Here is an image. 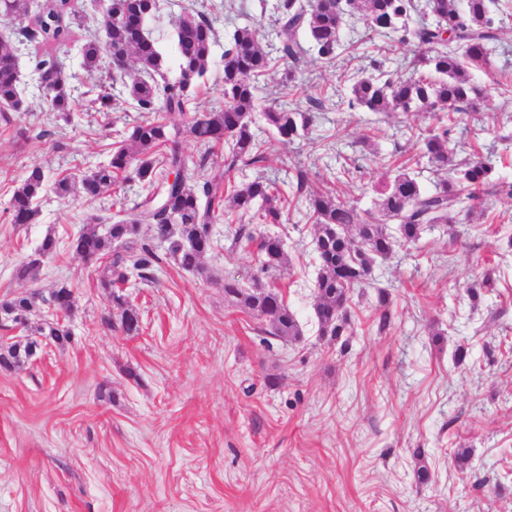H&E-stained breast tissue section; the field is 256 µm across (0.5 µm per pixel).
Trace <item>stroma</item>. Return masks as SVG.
<instances>
[{
    "instance_id": "1",
    "label": "stroma",
    "mask_w": 512,
    "mask_h": 512,
    "mask_svg": "<svg viewBox=\"0 0 512 512\" xmlns=\"http://www.w3.org/2000/svg\"><path fill=\"white\" fill-rule=\"evenodd\" d=\"M159 0L151 29L168 76L177 73L175 24L185 11L213 19L218 42L197 111L223 107V36L258 27L276 63L258 85L260 106L312 109L307 137L277 140L264 119L253 131L263 162L224 171V146L202 178L240 183L261 176L287 192L281 223L247 220V230L280 236L288 254L276 283L302 330L299 340L268 335L261 322L224 295L232 278H261L254 249L234 241L239 224L213 227L214 248L202 271L167 259L146 281L130 275L126 301L140 315L138 335L120 328L121 311L100 286L106 260L88 264L66 248L91 218L115 213L116 199L138 201L126 181L97 200L58 197L54 182L107 161L140 114L122 80L112 106L96 110L98 90L81 67L79 47L102 37L91 0H76L83 23L60 58L75 74L79 103L69 119L51 112L31 74L32 46L17 45L24 100L10 125L0 124V297L39 292L30 328L44 320L46 297L60 283L74 292L65 322L73 337L44 347L21 369L0 367V512H512V199L494 201L487 221L439 226L376 263L372 285L350 292L349 336H321L314 316L319 264L316 228L304 199L290 196L297 171L312 188H332L358 211L372 209L386 172L406 167L424 186L435 174L418 136L438 128L429 112L376 115L348 109L346 79L370 70L366 46L322 63L284 60L274 35L277 15L255 0ZM479 111L451 133L458 157H503L512 178V148L490 132L512 116V89L494 87ZM319 97L317 107L292 94V83ZM362 159L363 169L343 168ZM42 167L50 183L38 200L39 220L11 223L10 199L25 172ZM62 243L33 282L14 267L46 235ZM491 276L478 299L468 288ZM386 301H379V293ZM387 307L390 324L375 318ZM500 317L488 321L489 310ZM466 348L456 361L457 348ZM279 377L269 388L266 381ZM470 449L467 463L458 449ZM427 466L431 479L419 483Z\"/></svg>"
}]
</instances>
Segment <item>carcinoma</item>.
<instances>
[{
	"label": "carcinoma",
	"mask_w": 512,
	"mask_h": 512,
	"mask_svg": "<svg viewBox=\"0 0 512 512\" xmlns=\"http://www.w3.org/2000/svg\"><path fill=\"white\" fill-rule=\"evenodd\" d=\"M75 0H0V20L18 25V33L41 47L35 52L33 69L41 78L52 111L67 117L75 105L73 76L68 74L52 49L72 41L79 25ZM120 11L100 15V28L107 34L108 48L115 57L129 62L119 77L127 79L129 97L142 119L128 128L121 145L107 163L79 176L55 183L57 193H77L94 199L116 185L124 175L138 181L144 198L130 209L120 208L109 223L95 219L67 242V248L88 261L107 259V272L100 285L114 307L122 310L121 328L128 335L139 331V315L117 288L133 267L142 279L153 278L163 261L156 241L166 244L167 254L188 271H201V259L213 247L211 227L232 215L255 213L265 224L282 222L278 205L282 192L262 177L236 185L217 179L201 180L188 165L171 130L185 122L190 136L210 152L216 145L230 143L224 154L225 172L257 164L263 159L262 145L252 131V113L258 109L257 84L270 69L272 58L255 28H236L224 40V108L197 112L193 90L205 77L216 42V30L204 14L187 12L175 29L177 75L169 79L163 57L147 28L136 20L148 14L152 22L156 0H112ZM276 36L282 56L297 61L313 55L331 63L345 46L346 21L360 17L365 23L361 42L394 36L399 43L416 49L404 63L405 73L394 75L372 60V71L349 79L346 96L349 109L377 114L390 112H445L448 123L474 112L486 98V89L473 75L495 66L496 43L505 18L512 15V0H280ZM82 68L89 74L103 65L100 40L89 38L81 46ZM0 122L11 123L9 111L22 107L19 71L12 62L9 44L0 42ZM165 109L167 116L150 114ZM267 125L283 142L305 135L311 112L268 108ZM450 128L432 130L421 137V156L439 174L426 188L407 169L400 167L374 192L375 213L361 215L356 207L329 192H305L308 175L298 171L296 193L306 194L314 219L319 272L315 284L314 314L321 335L337 338L350 330V291L372 279L376 260L389 258L397 243H415L426 226L458 224L459 215L471 222L472 214L492 198H512V181L503 177L489 159L471 156L456 159L450 148ZM47 176L38 166L29 169L15 187L10 202L13 224H34L39 216L37 200ZM396 225L397 234L388 231ZM141 239L136 251L128 249L132 238ZM257 241L261 271H276L286 265L288 255L282 241L273 236L242 235ZM58 242L50 235L40 243L38 257H26L15 267L19 280L35 281L43 260L56 255ZM224 295L261 320L265 332L285 340L301 336L298 321L276 287L266 284L244 288L226 278ZM38 294L20 293L0 301V327L27 325ZM55 308L70 313L73 291L66 283L50 294ZM41 336H51L58 345L70 341V331L60 321L38 327ZM39 342L0 340V366L20 368L36 354Z\"/></svg>",
	"instance_id": "cac0c4a2"
}]
</instances>
